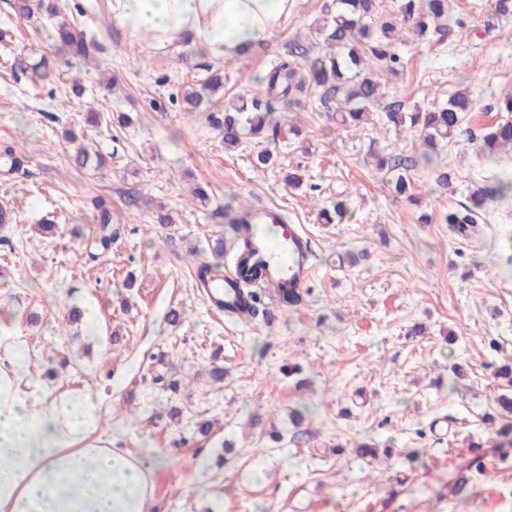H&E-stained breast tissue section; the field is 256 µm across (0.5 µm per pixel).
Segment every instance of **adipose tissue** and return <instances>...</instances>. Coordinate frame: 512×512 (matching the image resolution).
<instances>
[{"instance_id":"ef3b65f1","label":"adipose tissue","mask_w":512,"mask_h":512,"mask_svg":"<svg viewBox=\"0 0 512 512\" xmlns=\"http://www.w3.org/2000/svg\"><path fill=\"white\" fill-rule=\"evenodd\" d=\"M296 0H113L126 36L160 47L193 39L215 60L242 58L269 39ZM17 336H0V512H153L151 469L100 432L84 388L31 385Z\"/></svg>"}]
</instances>
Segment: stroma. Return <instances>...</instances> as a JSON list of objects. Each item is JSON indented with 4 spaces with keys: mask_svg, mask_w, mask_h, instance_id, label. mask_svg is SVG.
Masks as SVG:
<instances>
[{
    "mask_svg": "<svg viewBox=\"0 0 512 512\" xmlns=\"http://www.w3.org/2000/svg\"><path fill=\"white\" fill-rule=\"evenodd\" d=\"M12 3L0 0V30L63 81L32 86L0 52V145L25 160L0 175V207L16 213L0 224V334L26 340L30 382L92 393L101 434L151 467L155 512H512V441L489 421L512 388L497 375L512 365V202L487 204L467 238L442 222L472 185L512 178V154L488 164L474 140L512 85V18L488 16L484 0H450L465 35L398 46L405 108L445 101L463 77L479 91L436 164L412 168L406 198L384 184L376 158L419 151L384 121L341 128L315 96L279 113L278 131L228 147L223 111L183 110L213 64L196 44L159 50L124 38L111 0H54L97 36L77 62L50 20L18 19ZM335 9L298 0L273 37L222 63L215 99L248 95L256 76L287 61L294 33ZM76 83L84 94L66 96ZM91 112L129 122L93 129ZM67 130L92 139L101 170L74 169ZM262 150L269 165L256 163ZM443 172L451 184L438 182ZM97 196L116 231L105 249ZM339 199L343 219L325 223L321 209ZM257 204L305 225L315 270L300 304H260L242 325L207 310L195 271L228 261L214 249L231 236L226 207ZM161 211L171 224L158 223ZM48 219L54 232L40 234ZM75 306L96 311L93 335L66 322ZM216 367L223 381L212 380ZM361 441L380 448L376 460L355 458ZM477 458L486 472L458 499L454 485Z\"/></svg>",
    "mask_w": 512,
    "mask_h": 512,
    "instance_id": "1",
    "label": "stroma"
}]
</instances>
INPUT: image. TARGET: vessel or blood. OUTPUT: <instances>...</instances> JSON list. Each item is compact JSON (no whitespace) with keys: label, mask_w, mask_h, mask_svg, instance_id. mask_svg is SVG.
I'll list each match as a JSON object with an SVG mask.
<instances>
[{"label":"vessel or blood","mask_w":512,"mask_h":512,"mask_svg":"<svg viewBox=\"0 0 512 512\" xmlns=\"http://www.w3.org/2000/svg\"><path fill=\"white\" fill-rule=\"evenodd\" d=\"M233 220L248 245L223 277L198 281L210 311L242 315L240 295L247 283L274 302L286 292L305 294L314 263L302 226L289 223L278 209L263 205L242 210Z\"/></svg>","instance_id":"b4317fda"}]
</instances>
